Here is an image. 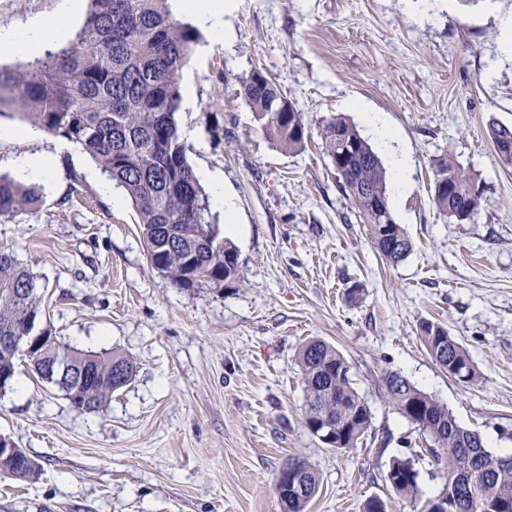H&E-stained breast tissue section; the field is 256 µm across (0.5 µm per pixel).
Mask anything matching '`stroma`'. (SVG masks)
Returning <instances> with one entry per match:
<instances>
[{"mask_svg":"<svg viewBox=\"0 0 512 512\" xmlns=\"http://www.w3.org/2000/svg\"><path fill=\"white\" fill-rule=\"evenodd\" d=\"M72 0H0V30L83 12ZM224 39L201 30L183 71L194 129L188 160L222 176L233 221L209 220L239 256L231 286L179 289L154 272L124 190L68 140L0 141V174L30 176L15 156L47 152L54 176L37 207L0 216V250L37 277L42 325L85 351L117 350L136 372L102 410L75 411L19 363L0 393V437L41 465L32 483L0 473V512H281V466L298 456L321 474L308 512H361L372 496L393 512L420 502L385 480L392 458L420 452V432L379 390L391 371L435 395L488 449L512 451V168L499 165L490 122L512 126V0H225ZM271 78L312 133L281 151L241 94ZM397 134L383 145L369 118ZM354 124L391 167L408 159L407 189L390 197L413 253L392 264L364 225L345 223L318 131ZM450 155L481 180L485 202L460 224L432 204L433 164ZM358 289L349 299V289ZM446 327L480 372L466 385L428 355L419 323ZM312 339L350 362L372 427L356 448L324 445L303 425L296 360Z\"/></svg>","mask_w":512,"mask_h":512,"instance_id":"1","label":"stroma"}]
</instances>
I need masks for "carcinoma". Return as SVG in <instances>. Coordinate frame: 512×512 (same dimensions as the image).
<instances>
[{
	"label": "carcinoma",
	"mask_w": 512,
	"mask_h": 512,
	"mask_svg": "<svg viewBox=\"0 0 512 512\" xmlns=\"http://www.w3.org/2000/svg\"><path fill=\"white\" fill-rule=\"evenodd\" d=\"M169 0H90L82 28L57 52H45L27 63L0 64V113L16 111L33 124L77 144L103 172L124 189L143 226V242L152 270H158L180 289L210 285L216 288L240 279L235 246L219 236L205 217L208 210L203 190L187 159V146L176 114L181 108V79L192 58L199 33L174 18ZM246 103L279 148L294 153L308 139V127L298 112L269 78L252 73L241 84ZM489 138L499 162L512 167V126L492 124ZM324 154L343 161L336 187L351 202L355 220L367 226L374 248L393 262L413 251L410 238L395 223L389 208L390 182L380 157L358 129L341 117L326 120L320 132ZM436 209L462 224L480 210L484 191L479 180L454 157H442L434 165ZM38 184L19 185L0 175V216L21 205L41 201ZM43 314L36 275L13 254L0 251V329L28 336ZM421 342L432 360L455 380L472 384L478 379L469 350L441 324H419ZM38 346L44 359L33 366L39 379L68 395L69 372L52 373L43 365L53 361L64 344L51 330L40 331ZM90 356L92 382L74 395L75 410L96 413L112 394L133 378L131 359L119 352L95 353L71 349V366ZM306 392L305 427L321 415L340 428L335 448H354L372 426L371 407L355 388L352 366L331 344L305 343L297 354ZM382 398L422 438L437 448L432 463L439 474L455 478L427 497L421 512H431L443 495L452 499L453 512H512V464L502 465V455L487 449L480 434L462 427L453 413L435 396L425 392L399 372L383 376ZM307 479L303 496L281 498L283 512H307L321 478L307 460L294 458ZM386 476L396 496L418 499L422 494L420 471L414 458L395 457Z\"/></svg>",
	"instance_id": "obj_1"
}]
</instances>
